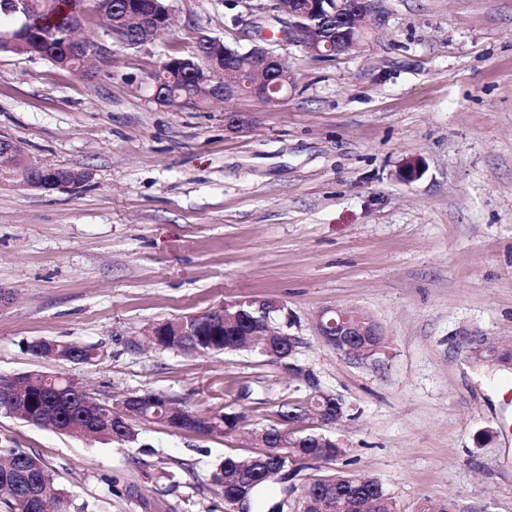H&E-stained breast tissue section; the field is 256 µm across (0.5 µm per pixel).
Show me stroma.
Segmentation results:
<instances>
[{
	"label": "stroma",
	"instance_id": "1",
	"mask_svg": "<svg viewBox=\"0 0 512 512\" xmlns=\"http://www.w3.org/2000/svg\"><path fill=\"white\" fill-rule=\"evenodd\" d=\"M152 43L115 42L87 10L84 73L0 51V134L27 160L86 171L43 192L0 185V376L67 373L106 402L159 392L190 411H243L239 432L145 424L121 445L0 413V447L40 455L71 512H233L208 481L225 454L297 398L278 364L246 352L177 354L157 322L247 297L278 301L297 358L344 416L346 453L276 481L261 512L347 469L396 512L422 499L512 512V369L467 356V336L512 343V0H390L368 44L315 61L262 21L292 73L285 100L157 107L145 82L201 35L242 50L224 0H168ZM248 117L227 131L226 112ZM423 166L411 182L405 162ZM354 307L387 347L355 363L327 347L318 312ZM98 346L93 363L35 356L42 340Z\"/></svg>",
	"mask_w": 512,
	"mask_h": 512
}]
</instances>
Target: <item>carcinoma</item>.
<instances>
[{"label": "carcinoma", "instance_id": "1", "mask_svg": "<svg viewBox=\"0 0 512 512\" xmlns=\"http://www.w3.org/2000/svg\"><path fill=\"white\" fill-rule=\"evenodd\" d=\"M304 2L284 0L286 4H294L298 10V23H315L323 27L326 34L334 33L336 38L343 41L352 38L363 41L367 38L368 33L353 31L342 21V16L349 8V0H332V4L336 5L334 27L328 26V21L319 16L305 15ZM81 3L83 0H28L29 14L21 16L22 24L37 35L49 50L48 60L62 69H79L78 61L67 58L65 41ZM112 35L123 46L134 47L139 43L138 31L132 26L114 29ZM187 59L195 62L197 68L181 66L177 57L171 56L160 68L148 74L147 83H162L175 99L189 98L194 107L200 108L208 104L203 89L210 77L204 45L197 43L196 52L187 56ZM265 318L264 314L251 313L250 324H228L216 336H206L203 329L193 327L185 336L159 337V345L176 353L246 351L257 354L259 349L249 346L244 333L249 326H262ZM53 347L58 356H75L80 363H92L101 357L98 347L94 345L55 342ZM26 380V411L46 418L49 427L60 432H78L87 426L105 441L119 444L136 442L138 430L121 431L112 427L110 406L103 405L90 393H83L81 384L71 377L61 373L36 372L26 375ZM337 405H343V400L338 396L330 399L317 391L307 392L281 406L279 419L263 428L258 433V440L267 443L272 439L281 444V451L288 455V461L294 465L291 470L293 474L313 463H333L344 454V449L339 445L323 447L325 435L316 428L308 427V423L311 422L312 414L321 410L331 412ZM180 406L181 403L166 395L147 393L138 412L146 421L173 430L178 426ZM271 467L272 460L262 451L245 459L236 454H227L212 467L210 486L222 492L224 501L231 505L233 493L230 485L239 479L250 485V502L253 503L268 486L269 479L265 475ZM0 487L9 495L8 508L11 512H69V493L57 485L45 461L33 453L17 448H0ZM327 487L346 496L351 504L357 506L356 512H362L365 506L372 512H395V506L381 484L371 477L348 472H339L324 482L315 481L301 486L298 506H303L304 495H313Z\"/></svg>", "mask_w": 512, "mask_h": 512}]
</instances>
